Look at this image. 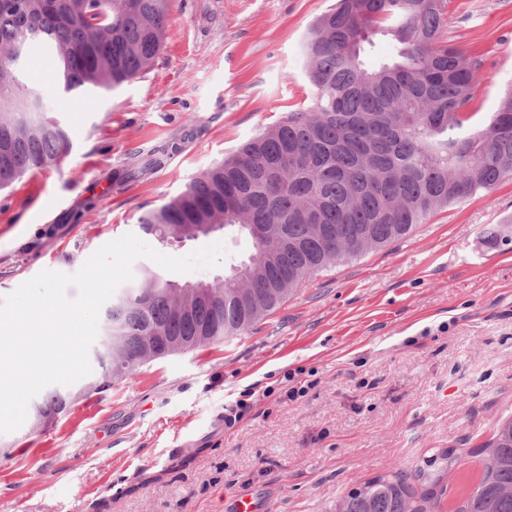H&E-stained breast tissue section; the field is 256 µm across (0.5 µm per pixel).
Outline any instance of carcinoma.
<instances>
[{
	"instance_id": "carcinoma-1",
	"label": "carcinoma",
	"mask_w": 512,
	"mask_h": 512,
	"mask_svg": "<svg viewBox=\"0 0 512 512\" xmlns=\"http://www.w3.org/2000/svg\"><path fill=\"white\" fill-rule=\"evenodd\" d=\"M169 0H0V190L55 167L70 146L49 113L18 111L37 95L20 79L14 50L52 54L66 93L113 90L143 75L163 48ZM448 0H336L302 44L314 107L290 112L179 195L144 212L139 228L162 243L217 229L251 235L254 254L194 302L183 286L140 267L123 308L104 311L125 364L98 360L101 380L131 377L147 337L184 350L219 344L270 314L315 275L408 236L434 211L488 193L512 176V84L484 122L468 111L480 64L444 37ZM392 41L382 57L376 39ZM490 248L512 249V218L482 230ZM74 398L55 388L33 407L34 425ZM479 474L445 506L443 448L413 473L378 475L326 512H512V414L467 451Z\"/></svg>"
}]
</instances>
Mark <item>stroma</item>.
I'll return each instance as SVG.
<instances>
[{"label": "stroma", "mask_w": 512, "mask_h": 512, "mask_svg": "<svg viewBox=\"0 0 512 512\" xmlns=\"http://www.w3.org/2000/svg\"><path fill=\"white\" fill-rule=\"evenodd\" d=\"M333 0H170L164 46L141 77L63 93L50 59L21 78L68 128L57 165L0 191V299L45 270L76 273L98 249L138 234L141 213L288 113L315 90L301 46ZM448 41L480 64L471 111L494 112L512 82V0H448ZM512 216V178L431 215L407 237L338 262L243 335L143 364L88 390L46 427L0 434V512H321L371 477L438 448L487 441L512 413V250L484 247ZM183 257L215 242V268L163 271L211 282L253 253L216 232L157 243ZM315 380L288 398L291 381ZM248 399L231 428L181 448Z\"/></svg>", "instance_id": "stroma-1"}]
</instances>
